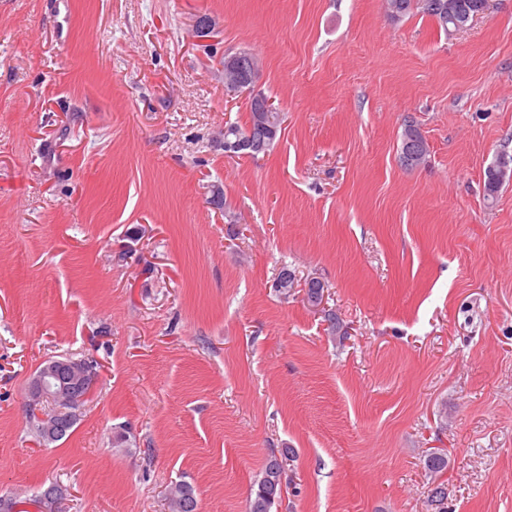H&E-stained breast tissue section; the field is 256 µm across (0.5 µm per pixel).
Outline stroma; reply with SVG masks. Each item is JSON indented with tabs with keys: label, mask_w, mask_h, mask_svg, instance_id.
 <instances>
[{
	"label": "stroma",
	"mask_w": 512,
	"mask_h": 512,
	"mask_svg": "<svg viewBox=\"0 0 512 512\" xmlns=\"http://www.w3.org/2000/svg\"><path fill=\"white\" fill-rule=\"evenodd\" d=\"M240 50L282 114L254 158L222 140L249 117ZM504 153L512 0L450 35L385 0H0V497L170 512L185 481L198 512H247L289 448L273 512H432L438 482L448 512H512ZM59 356L98 381L41 447L28 387Z\"/></svg>",
	"instance_id": "35a3bbf8"
}]
</instances>
